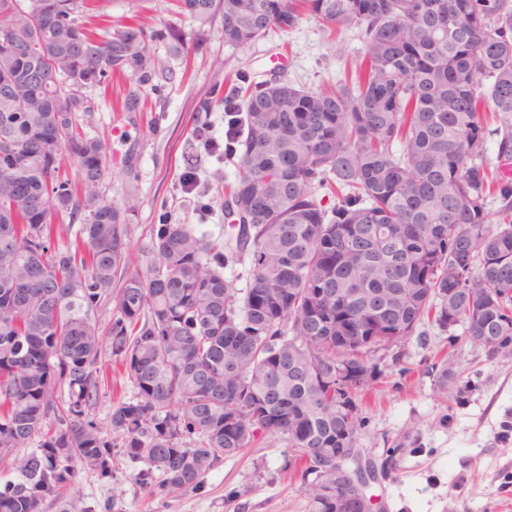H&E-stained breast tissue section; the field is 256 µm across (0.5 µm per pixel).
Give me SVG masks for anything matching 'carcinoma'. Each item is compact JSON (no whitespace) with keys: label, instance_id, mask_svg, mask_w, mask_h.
Instances as JSON below:
<instances>
[{"label":"carcinoma","instance_id":"carcinoma-1","mask_svg":"<svg viewBox=\"0 0 512 512\" xmlns=\"http://www.w3.org/2000/svg\"><path fill=\"white\" fill-rule=\"evenodd\" d=\"M9 1L25 0H0V31L13 32L0 139L14 152L0 155V458L14 473L0 512H41L75 463L106 468L112 442L90 418L105 342L136 391L110 417L144 465L136 481L196 489L220 457L271 437L302 464L310 512H345L357 496L336 454L358 447L379 346L431 318L512 349V0H176L201 27L221 11L231 47L308 14L355 30L366 52L345 82H264L231 106L224 242L155 224L144 272L129 270L134 205L103 198L104 146L79 124L94 104L68 109L73 89L54 76L144 79L147 33L97 35L80 21L88 0L76 13L43 0L38 17ZM63 214L83 223L60 250ZM109 301L103 338L94 315ZM362 363L367 382L336 387V368ZM316 468L338 477L337 496L319 492Z\"/></svg>","mask_w":512,"mask_h":512}]
</instances>
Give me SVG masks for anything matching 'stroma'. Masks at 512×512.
<instances>
[{
  "label": "stroma",
  "mask_w": 512,
  "mask_h": 512,
  "mask_svg": "<svg viewBox=\"0 0 512 512\" xmlns=\"http://www.w3.org/2000/svg\"><path fill=\"white\" fill-rule=\"evenodd\" d=\"M94 23L112 31L139 21L146 31L174 28L180 44L152 39V77L112 80L88 88L95 110L83 131L100 140L110 158L101 192L118 206L134 202L129 219L132 265L145 269L153 224H200L214 241L224 233V192L235 179L232 160L199 154L198 130L222 135L225 96L278 75L325 88L345 79L366 47L352 30L330 31L313 18L291 31L269 33L243 48L224 43L223 18L206 26L181 16L174 0H92ZM139 89L137 112L116 108ZM195 165L203 199H186L181 177ZM461 328L426 321L404 343L375 354L383 375L360 394L364 457L384 470L368 490L378 512H512V353L489 356L462 340ZM455 371L440 387L433 363ZM92 417L111 434L110 415L135 390L109 353ZM284 444L263 440L241 457L219 458L197 489L171 491L137 483V470L120 452L106 469L76 466L59 496L42 512H309L294 471L283 470Z\"/></svg>",
  "instance_id": "stroma-1"
}]
</instances>
